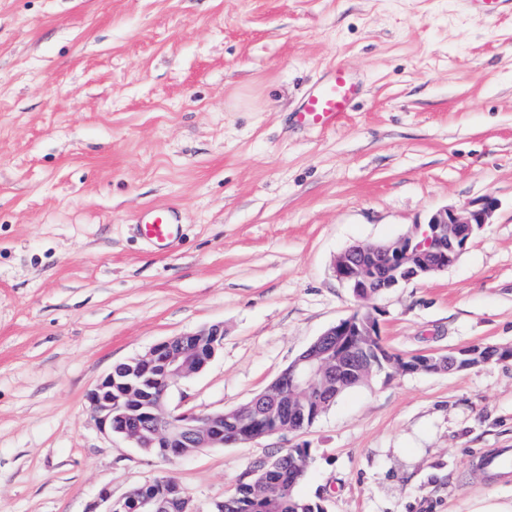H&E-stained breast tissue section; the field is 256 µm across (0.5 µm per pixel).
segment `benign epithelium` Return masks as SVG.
<instances>
[{"mask_svg":"<svg viewBox=\"0 0 512 512\" xmlns=\"http://www.w3.org/2000/svg\"><path fill=\"white\" fill-rule=\"evenodd\" d=\"M497 199L486 196L457 209L432 213L425 224L394 240L354 245L334 262L336 279L349 289L359 306L327 328L280 375L245 406L200 416L168 408L171 385L202 372L224 343V326L167 338L108 373L88 394L99 429L118 435L134 447L166 462H175L206 448L311 427L322 407L343 387L366 381L390 365L402 368L396 353L371 346L379 335L381 310L369 301L415 280H425L452 266L471 239L491 223ZM498 346L464 348L439 355H416L414 371L453 372L488 365ZM230 427L224 433V427ZM280 466L266 455L248 472L256 481ZM104 512H166V499L144 495L139 487L125 499L111 500Z\"/></svg>","mask_w":512,"mask_h":512,"instance_id":"obj_1","label":"benign epithelium"}]
</instances>
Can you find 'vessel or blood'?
<instances>
[{
  "label": "vessel or blood",
  "instance_id": "obj_1",
  "mask_svg": "<svg viewBox=\"0 0 512 512\" xmlns=\"http://www.w3.org/2000/svg\"><path fill=\"white\" fill-rule=\"evenodd\" d=\"M357 95L358 85L352 76L345 70H334L309 95L302 115L314 126L331 127L349 112ZM138 229L154 245L166 246L181 230L177 207L171 204L150 207Z\"/></svg>",
  "mask_w": 512,
  "mask_h": 512
}]
</instances>
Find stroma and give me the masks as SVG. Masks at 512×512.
<instances>
[{
  "label": "stroma",
  "instance_id": "1",
  "mask_svg": "<svg viewBox=\"0 0 512 512\" xmlns=\"http://www.w3.org/2000/svg\"><path fill=\"white\" fill-rule=\"evenodd\" d=\"M361 94L301 120L335 67ZM499 207L458 260L374 298L392 352L512 346V0H0V512H103L173 477L197 512L304 445L327 512L512 505V359L380 374L306 431L175 463L102 433L87 395L153 344L219 324L170 403H247L355 301L335 257L444 207ZM173 204L166 249L138 231Z\"/></svg>",
  "mask_w": 512,
  "mask_h": 512
}]
</instances>
